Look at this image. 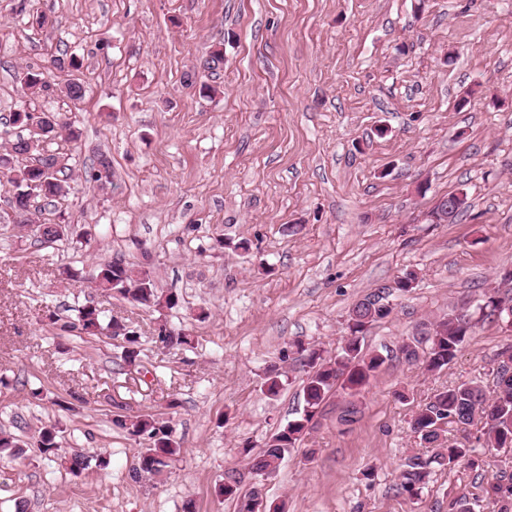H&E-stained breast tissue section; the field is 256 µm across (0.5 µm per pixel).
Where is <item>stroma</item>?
Segmentation results:
<instances>
[{
	"instance_id": "35a3bbf8",
	"label": "stroma",
	"mask_w": 512,
	"mask_h": 512,
	"mask_svg": "<svg viewBox=\"0 0 512 512\" xmlns=\"http://www.w3.org/2000/svg\"><path fill=\"white\" fill-rule=\"evenodd\" d=\"M36 12L47 28L32 27ZM62 51L81 68H54ZM30 68L53 96H24ZM73 82L82 100L65 94ZM204 84L219 94L202 97ZM23 108L82 136L48 144L70 157L69 192L35 218L70 224L62 240L14 236L0 184V429L25 450L0 452V512H237L218 493L231 471L288 512H448L470 488L462 464L436 469L416 500L397 483L428 451L410 427L419 406L491 386L512 331L489 320L442 371L388 361L354 423L332 393L276 475L251 474L242 450L303 407L295 341L335 356L353 304L411 272L416 288L364 337L397 349L512 265V0H0V120ZM102 153L114 185L98 193L88 174ZM458 191L468 210L432 223L435 201ZM116 258L178 305L159 313L94 288ZM86 304L141 333L136 364L119 341L50 326ZM161 323L190 345L155 343ZM274 365L288 382L271 399ZM73 389L87 402L69 412ZM120 415L169 422L181 450L162 472L133 479L144 442L113 425ZM49 425L63 454L88 457L81 475L42 459Z\"/></svg>"
}]
</instances>
